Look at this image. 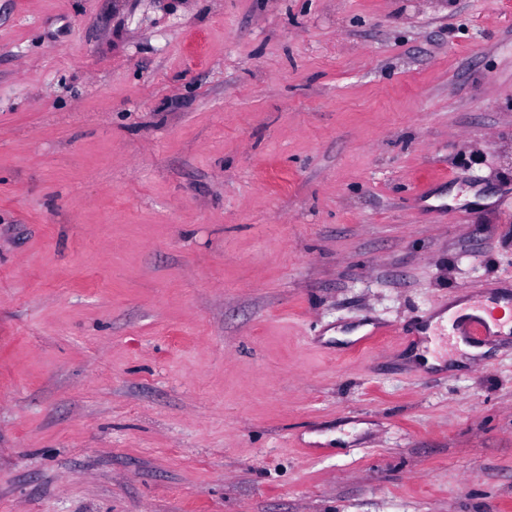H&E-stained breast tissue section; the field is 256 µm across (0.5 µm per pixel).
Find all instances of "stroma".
Returning <instances> with one entry per match:
<instances>
[{"instance_id":"obj_1","label":"stroma","mask_w":512,"mask_h":512,"mask_svg":"<svg viewBox=\"0 0 512 512\" xmlns=\"http://www.w3.org/2000/svg\"><path fill=\"white\" fill-rule=\"evenodd\" d=\"M456 295L512 0H0V512H512V336L412 358Z\"/></svg>"}]
</instances>
